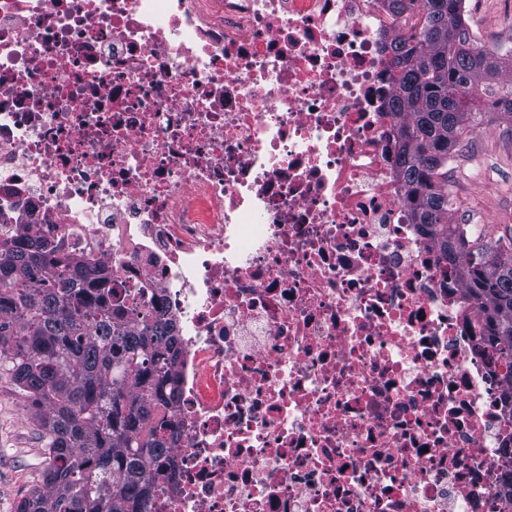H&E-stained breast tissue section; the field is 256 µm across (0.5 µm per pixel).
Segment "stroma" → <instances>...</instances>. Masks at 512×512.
I'll return each mask as SVG.
<instances>
[{
	"instance_id": "obj_1",
	"label": "stroma",
	"mask_w": 512,
	"mask_h": 512,
	"mask_svg": "<svg viewBox=\"0 0 512 512\" xmlns=\"http://www.w3.org/2000/svg\"><path fill=\"white\" fill-rule=\"evenodd\" d=\"M468 27H479L488 46L500 44L512 24V0H471ZM453 163L460 206L451 210L454 223L476 213L491 227L492 240L512 237V121L500 112L472 109L468 130ZM44 416L18 389L5 361H0V512H16L19 503L42 487L47 465Z\"/></svg>"
}]
</instances>
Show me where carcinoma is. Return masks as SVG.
<instances>
[{
  "label": "carcinoma",
  "mask_w": 512,
  "mask_h": 512,
  "mask_svg": "<svg viewBox=\"0 0 512 512\" xmlns=\"http://www.w3.org/2000/svg\"><path fill=\"white\" fill-rule=\"evenodd\" d=\"M419 7L392 47L396 167L406 201L441 263L486 310L480 336L512 376V247L484 243L449 221L448 160L466 132L476 91L512 119V49L470 44L460 0H393ZM48 244L38 236L0 244V358L33 408L46 411L44 487L17 512H147L152 465L171 448L177 336L159 316L133 327L101 276L64 267L42 278Z\"/></svg>",
  "instance_id": "obj_1"
}]
</instances>
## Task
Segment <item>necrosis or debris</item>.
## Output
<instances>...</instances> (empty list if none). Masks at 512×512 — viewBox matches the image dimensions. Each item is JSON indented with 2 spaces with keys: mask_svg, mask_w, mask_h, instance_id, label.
I'll return each instance as SVG.
<instances>
[{
  "mask_svg": "<svg viewBox=\"0 0 512 512\" xmlns=\"http://www.w3.org/2000/svg\"><path fill=\"white\" fill-rule=\"evenodd\" d=\"M389 0H0V242L178 347L148 512H512L506 367L405 201Z\"/></svg>",
  "mask_w": 512,
  "mask_h": 512,
  "instance_id": "1",
  "label": "necrosis or debris"
}]
</instances>
